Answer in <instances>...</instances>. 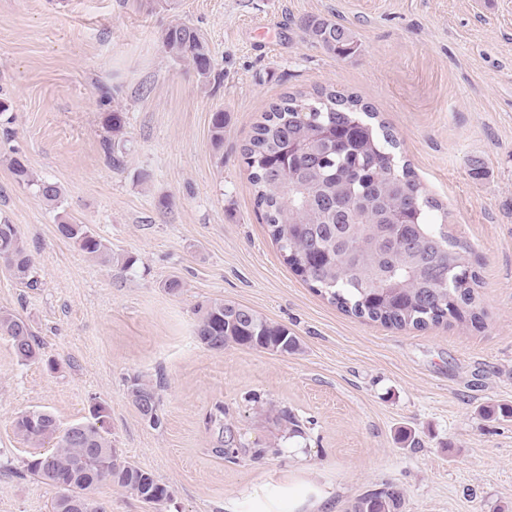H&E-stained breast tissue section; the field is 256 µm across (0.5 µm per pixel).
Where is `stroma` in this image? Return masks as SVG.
Listing matches in <instances>:
<instances>
[{
  "label": "stroma",
  "mask_w": 512,
  "mask_h": 512,
  "mask_svg": "<svg viewBox=\"0 0 512 512\" xmlns=\"http://www.w3.org/2000/svg\"><path fill=\"white\" fill-rule=\"evenodd\" d=\"M309 17L349 27L358 51L312 44ZM175 22L204 37L212 78L165 52ZM320 87L374 107L447 208L479 267L482 329L355 318L284 262L241 148L272 102ZM0 98V220L19 227L38 280L0 267V311L44 356L20 362L0 337V512H50L58 495L28 473L37 449L16 416L46 410L64 429L95 403L113 447L167 486L163 512H349L386 482L402 512H512V0H0ZM111 111L125 117L118 166ZM11 156L59 201L20 181ZM63 218L112 262L60 238ZM215 299L286 326L299 350L207 349L195 310ZM136 376L156 388L161 428L129 400ZM219 403L232 461L213 452Z\"/></svg>",
  "instance_id": "stroma-1"
}]
</instances>
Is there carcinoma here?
Segmentation results:
<instances>
[{
  "mask_svg": "<svg viewBox=\"0 0 512 512\" xmlns=\"http://www.w3.org/2000/svg\"><path fill=\"white\" fill-rule=\"evenodd\" d=\"M302 27L313 43L336 57L354 53L352 31L322 18ZM162 46L173 58L208 77L209 48L192 26L169 25ZM224 113L211 116L213 142L224 144ZM104 125L112 162H120L125 120L111 112ZM395 137L360 98L321 88L306 97L291 95L272 104L242 156L250 169L255 201L263 211L272 241L288 265L320 295L344 312L397 329H425L443 322L482 327L484 312L475 286L478 274L469 247L444 230L442 204L429 197L400 161ZM14 174L36 187L43 200L55 202L60 189L35 179L17 157ZM59 235L90 257L106 256L107 247L88 225L62 220ZM0 264L27 287H37L34 259L17 225L0 223ZM0 336L22 362L38 360L41 346L29 325L0 311ZM196 336L210 350L229 345L294 353L299 343L288 328L250 307L213 300L197 308ZM128 396L140 416L155 429L163 425L154 384L131 380ZM15 419L24 440L54 448L28 461V471L59 489L52 512H106L95 491L109 482L161 512L167 487L124 459L112 447L108 412L97 404L91 417L60 429L46 411ZM403 493L385 483L367 491L351 512H402Z\"/></svg>",
  "mask_w": 512,
  "mask_h": 512,
  "instance_id": "carcinoma-1",
  "label": "carcinoma"
}]
</instances>
